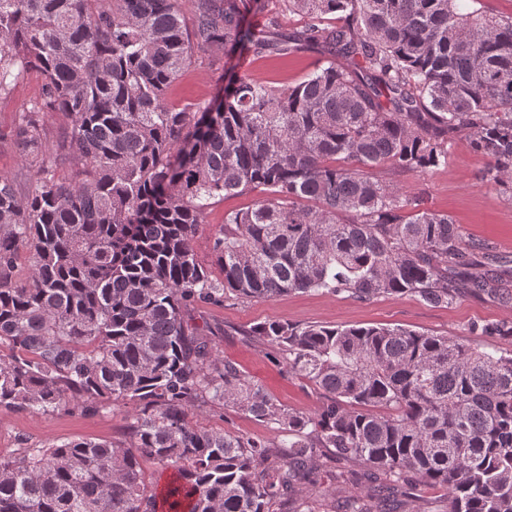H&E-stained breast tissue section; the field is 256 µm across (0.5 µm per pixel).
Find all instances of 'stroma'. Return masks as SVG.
<instances>
[{
    "mask_svg": "<svg viewBox=\"0 0 512 512\" xmlns=\"http://www.w3.org/2000/svg\"><path fill=\"white\" fill-rule=\"evenodd\" d=\"M318 64L314 53L288 57H267L251 62V75L271 81L294 83L310 73ZM236 58H227L224 67L205 62L190 64L172 84L167 99L182 105L206 101L224 93L225 71H239ZM43 83L37 73L20 80L9 96L0 98V171L17 174L20 162L2 135L8 134L22 107L36 98ZM486 158L473 151L466 142L452 150L447 166L425 173H402L381 167L377 176L397 184L411 193L425 194L432 209L448 214L458 224L464 237L489 244L498 255L512 258V202L498 189L484 183L480 174ZM255 195H232L208 210L192 242L201 263L212 266L211 242L224 223L225 213L252 206ZM189 319L208 325L214 341L226 360L260 383L281 403L308 412L321 402L314 387L291 378L282 365L267 358L261 347L246 337L247 329L266 321H288L294 324L322 323L332 326L400 325L435 335L457 336L472 347L490 349L497 342L487 336L470 335L472 327L512 318V308H505L486 297L469 295L445 307H432L409 296H383L369 302H357L346 295L319 292H293L269 301H226L224 306H202L189 311ZM200 422L214 429L244 434L264 440L272 439L270 425L232 409H219L199 414ZM77 439H105L130 443L128 419L124 407L97 415L80 413L36 414L29 411H0V454L17 449Z\"/></svg>",
    "mask_w": 512,
    "mask_h": 512,
    "instance_id": "stroma-1",
    "label": "stroma"
}]
</instances>
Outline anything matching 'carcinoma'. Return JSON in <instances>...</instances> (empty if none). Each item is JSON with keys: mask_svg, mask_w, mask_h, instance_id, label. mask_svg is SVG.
Returning a JSON list of instances; mask_svg holds the SVG:
<instances>
[{"mask_svg": "<svg viewBox=\"0 0 512 512\" xmlns=\"http://www.w3.org/2000/svg\"><path fill=\"white\" fill-rule=\"evenodd\" d=\"M190 3L189 27L183 0H0V96L43 76L11 134L26 182L0 173V410L129 404L134 440L0 455V512H404L391 487L376 498L353 470L321 482L330 454L444 487V512H512L511 321L470 330L507 343L490 351L399 326H253L252 342L319 391L300 412L187 319L311 290L511 307L512 260L373 170L446 166L465 138L488 158L482 181L512 201V16L485 0ZM286 11L304 25L272 36ZM221 47L323 59L296 83L232 76L222 98L169 103L192 59L212 65ZM55 113L69 124L50 148ZM252 192L214 236L217 280L191 242L213 204ZM204 408L248 414L275 437L201 426ZM143 456L178 470L160 502Z\"/></svg>", "mask_w": 512, "mask_h": 512, "instance_id": "1", "label": "carcinoma"}]
</instances>
